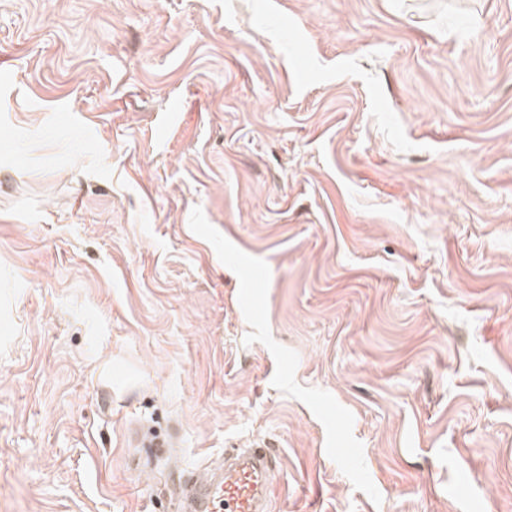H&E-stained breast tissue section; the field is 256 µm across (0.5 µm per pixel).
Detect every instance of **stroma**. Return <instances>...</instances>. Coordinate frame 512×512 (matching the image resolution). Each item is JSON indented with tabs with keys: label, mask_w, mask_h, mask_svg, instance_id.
<instances>
[{
	"label": "stroma",
	"mask_w": 512,
	"mask_h": 512,
	"mask_svg": "<svg viewBox=\"0 0 512 512\" xmlns=\"http://www.w3.org/2000/svg\"><path fill=\"white\" fill-rule=\"evenodd\" d=\"M512 512V0H0V512ZM256 448L224 451V464L179 483L180 512H271L277 488V464Z\"/></svg>",
	"instance_id": "35a3bbf8"
}]
</instances>
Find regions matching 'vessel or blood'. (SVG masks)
Returning a JSON list of instances; mask_svg holds the SVG:
<instances>
[{
  "instance_id": "vessel-or-blood-1",
  "label": "vessel or blood",
  "mask_w": 512,
  "mask_h": 512,
  "mask_svg": "<svg viewBox=\"0 0 512 512\" xmlns=\"http://www.w3.org/2000/svg\"><path fill=\"white\" fill-rule=\"evenodd\" d=\"M277 474L265 448L227 450L222 465L180 483V512H272Z\"/></svg>"
}]
</instances>
